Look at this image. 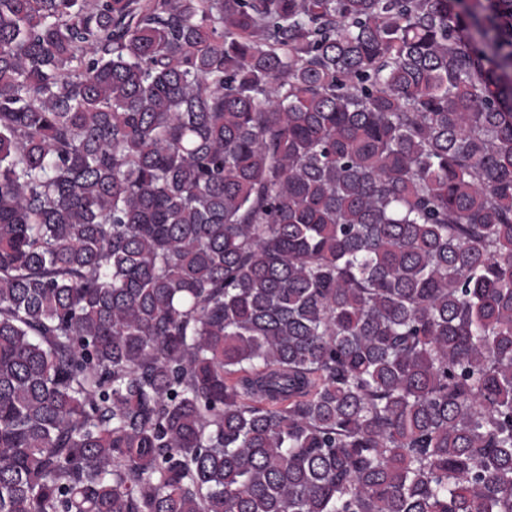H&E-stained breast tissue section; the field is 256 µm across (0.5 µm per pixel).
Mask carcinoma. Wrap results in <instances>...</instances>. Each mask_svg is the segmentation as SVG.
Returning <instances> with one entry per match:
<instances>
[{
    "instance_id": "obj_1",
    "label": "carcinoma",
    "mask_w": 512,
    "mask_h": 512,
    "mask_svg": "<svg viewBox=\"0 0 512 512\" xmlns=\"http://www.w3.org/2000/svg\"><path fill=\"white\" fill-rule=\"evenodd\" d=\"M0 512H512V0H0Z\"/></svg>"
}]
</instances>
